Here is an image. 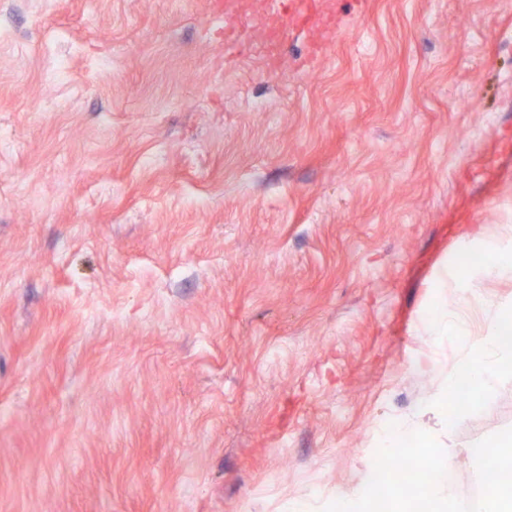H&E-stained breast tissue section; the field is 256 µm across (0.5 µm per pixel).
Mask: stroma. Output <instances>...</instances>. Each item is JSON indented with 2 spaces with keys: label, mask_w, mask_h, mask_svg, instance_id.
I'll return each mask as SVG.
<instances>
[{
  "label": "stroma",
  "mask_w": 512,
  "mask_h": 512,
  "mask_svg": "<svg viewBox=\"0 0 512 512\" xmlns=\"http://www.w3.org/2000/svg\"><path fill=\"white\" fill-rule=\"evenodd\" d=\"M60 2L1 11L0 512H323L459 362L431 304L512 306L455 260L512 228V0L274 52L264 0ZM507 428L512 381L439 436L461 500Z\"/></svg>",
  "instance_id": "35a3bbf8"
}]
</instances>
